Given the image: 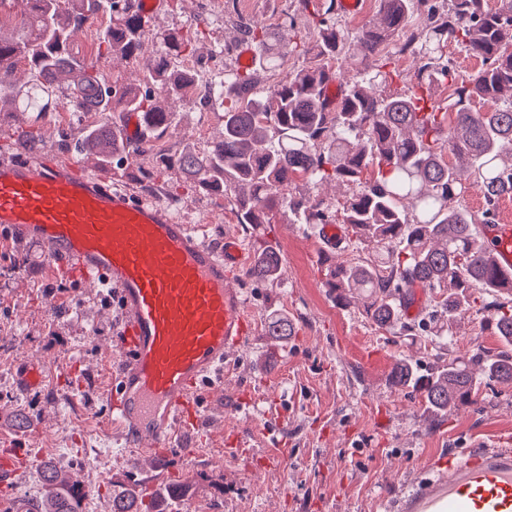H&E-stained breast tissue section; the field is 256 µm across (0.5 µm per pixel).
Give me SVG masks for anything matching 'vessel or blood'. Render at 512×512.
<instances>
[{
    "label": "vessel or blood",
    "instance_id": "obj_1",
    "mask_svg": "<svg viewBox=\"0 0 512 512\" xmlns=\"http://www.w3.org/2000/svg\"><path fill=\"white\" fill-rule=\"evenodd\" d=\"M0 227L40 246L47 271L70 267L108 281L119 303L110 422L130 447L155 458L197 417L198 387L224 380V360L253 334L233 269L236 237L209 240L206 225L179 223L167 206L114 188L109 175L72 160L0 159ZM504 288L512 287V225L488 235ZM49 372L27 364L20 389ZM405 512H512V448L482 447L449 463L447 478L407 500Z\"/></svg>",
    "mask_w": 512,
    "mask_h": 512
}]
</instances>
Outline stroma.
Returning a JSON list of instances; mask_svg holds the SVG:
<instances>
[{"label": "stroma", "instance_id": "stroma-1", "mask_svg": "<svg viewBox=\"0 0 512 512\" xmlns=\"http://www.w3.org/2000/svg\"><path fill=\"white\" fill-rule=\"evenodd\" d=\"M288 21L295 40L314 42V26L296 13L295 0H164L163 15L148 22L143 54L159 52L163 36L188 38L193 50L182 67L217 75L240 69L245 29ZM233 103L229 92L207 105L195 97L169 101L161 153L207 150ZM93 120L55 108L1 115L0 154L51 152L94 168L79 152ZM157 156L112 167L116 185L173 205L181 223L208 225L211 238L236 235L248 261L267 247L279 253L278 278L258 282L244 268L235 278L255 333L225 360L223 390L202 391L207 439L169 449L166 469L152 467L108 421L118 302L72 269L46 274L34 247L0 245V454L18 460L0 512L41 497L43 463L64 471L70 454L86 457L83 485L95 512H111L119 478L150 491L163 482L191 484L177 501L179 512H393L426 482L447 476L450 454L479 438L492 445L512 439V385L486 386L474 404L436 416L392 380L404 358L426 373L452 357L499 350L489 312H468L448 351L426 336L378 328L359 302L340 306L332 298L321 264L329 251L322 229L289 223L282 213L271 224H239L232 198L195 186ZM217 211L224 218L215 223ZM278 314L293 321L292 335H268ZM30 360L52 371L40 389L26 392L17 375ZM68 416L79 424L65 433Z\"/></svg>", "mask_w": 512, "mask_h": 512}]
</instances>
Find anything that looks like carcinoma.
Returning <instances> with one entry per match:
<instances>
[{"label": "carcinoma", "instance_id": "1", "mask_svg": "<svg viewBox=\"0 0 512 512\" xmlns=\"http://www.w3.org/2000/svg\"><path fill=\"white\" fill-rule=\"evenodd\" d=\"M297 10L317 29L310 45L296 41L292 51L313 53L314 65L290 71L263 94L247 72L227 71L212 82L206 100L224 97V85L237 91L224 111V134L200 155L186 151L175 159L200 187L234 198L240 224H269L274 212L297 216L302 224H342L356 249L352 261L325 257L326 283L336 304L352 295L366 317L402 336H432L456 345L455 326L474 308L494 312L498 352L455 358L422 374L408 359L396 363L393 383L412 388L427 407L448 413L474 402L482 384H512V289L503 292L482 227L497 223L501 199L512 195V0H379L376 18L351 35L338 24L336 0H296ZM96 48L87 59L75 50L78 31L102 15ZM419 21L417 32L398 49L420 61L417 85L403 94L381 86L393 80L387 46L394 34ZM144 22L135 0H28L19 19L0 16V113L45 112L56 104L66 112H92L98 123L82 141L97 163L116 151L124 157L152 154L167 130V101L192 95L199 78L176 64L191 43L164 37L166 51L142 60L143 87L109 82L114 61L139 58ZM268 70L283 66L279 31L248 30ZM482 60L476 73L462 75L448 58V44ZM355 46L359 59L344 83L342 100L329 108L328 79ZM24 63L29 80L12 75ZM448 87V109L427 112L424 93ZM138 112L149 137L120 139L115 114ZM303 179L312 184L336 180L352 193L331 209L317 197L285 194ZM483 199L479 211L463 205L470 191ZM280 256L260 252L249 272L256 281L278 276ZM428 299L421 313L405 317L414 289ZM480 290L474 296L471 289ZM294 332L286 316L272 320L271 336ZM44 494L37 512H83L85 492L71 474L42 466ZM181 486L166 484L149 504L139 489L112 499V512H172Z\"/></svg>", "mask_w": 512, "mask_h": 512}]
</instances>
